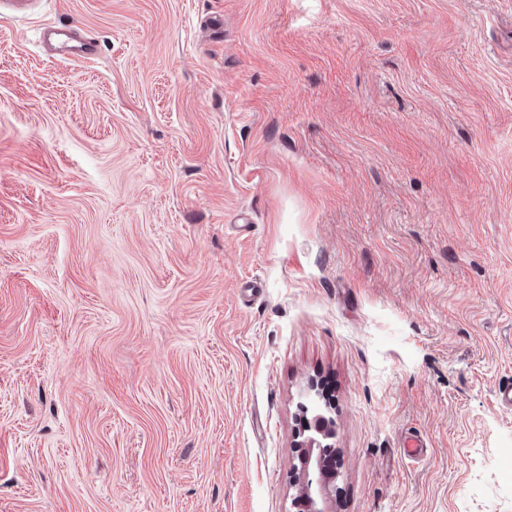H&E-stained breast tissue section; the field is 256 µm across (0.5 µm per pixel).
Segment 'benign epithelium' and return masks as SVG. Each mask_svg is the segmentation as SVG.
Returning a JSON list of instances; mask_svg holds the SVG:
<instances>
[{
    "label": "benign epithelium",
    "instance_id": "7a95c632",
    "mask_svg": "<svg viewBox=\"0 0 512 512\" xmlns=\"http://www.w3.org/2000/svg\"><path fill=\"white\" fill-rule=\"evenodd\" d=\"M301 412L303 440L297 447L294 463L300 488L291 512H329L327 503L338 476L332 423L317 404L303 405Z\"/></svg>",
    "mask_w": 512,
    "mask_h": 512
}]
</instances>
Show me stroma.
<instances>
[{
	"instance_id": "1",
	"label": "stroma",
	"mask_w": 512,
	"mask_h": 512,
	"mask_svg": "<svg viewBox=\"0 0 512 512\" xmlns=\"http://www.w3.org/2000/svg\"><path fill=\"white\" fill-rule=\"evenodd\" d=\"M509 379L512 0L0 6V512H512ZM44 34L46 41L51 45L59 43L67 45L69 52L64 58H70V60L74 61H84L90 60L96 55V48L92 42L80 39L75 32L69 29L47 24ZM72 42L75 44L70 45ZM301 412L304 438L293 464L300 488L289 512H329L327 503L338 476L332 423L318 404L301 405Z\"/></svg>"
}]
</instances>
